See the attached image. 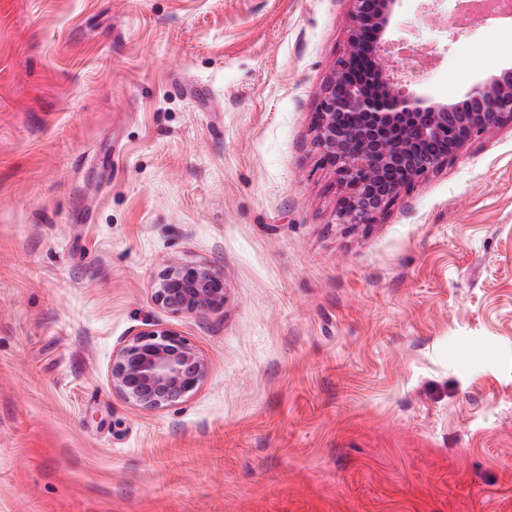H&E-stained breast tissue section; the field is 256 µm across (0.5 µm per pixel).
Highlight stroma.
<instances>
[{"label":"stroma","instance_id":"obj_1","mask_svg":"<svg viewBox=\"0 0 512 512\" xmlns=\"http://www.w3.org/2000/svg\"><path fill=\"white\" fill-rule=\"evenodd\" d=\"M351 0H0V512H512V123L369 225L313 117ZM402 0L414 84L512 65V20ZM174 258L224 305L152 300ZM173 329L189 400L113 394ZM207 360L174 330H145L112 354V392L144 411H161L192 397L205 383Z\"/></svg>","mask_w":512,"mask_h":512}]
</instances>
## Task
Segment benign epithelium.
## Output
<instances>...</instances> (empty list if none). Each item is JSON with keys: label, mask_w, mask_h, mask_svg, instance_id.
I'll return each mask as SVG.
<instances>
[{"label": "benign epithelium", "mask_w": 512, "mask_h": 512, "mask_svg": "<svg viewBox=\"0 0 512 512\" xmlns=\"http://www.w3.org/2000/svg\"><path fill=\"white\" fill-rule=\"evenodd\" d=\"M353 25L346 54L337 62L313 120L321 163L343 189L342 224L372 223L404 190L454 158L465 144L451 138L465 125L481 135L512 122V68L472 86L459 100L433 101L410 89L418 52L394 77L388 40L400 0H352ZM377 66L363 77L353 71L362 55ZM433 152L417 155V146ZM154 303L175 314L203 316L224 306V276L202 264L169 261L155 279ZM207 360L174 330H145L112 354V392L144 411H161L192 397L205 383Z\"/></svg>", "instance_id": "obj_1"}]
</instances>
